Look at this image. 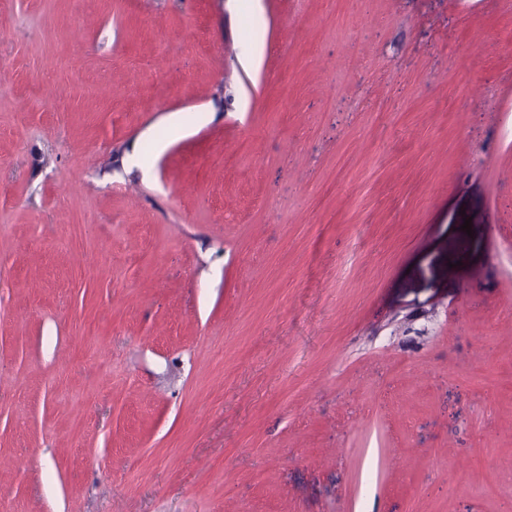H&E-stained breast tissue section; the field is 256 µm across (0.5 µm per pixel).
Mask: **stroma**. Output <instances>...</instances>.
<instances>
[{
	"label": "stroma",
	"instance_id": "obj_1",
	"mask_svg": "<svg viewBox=\"0 0 512 512\" xmlns=\"http://www.w3.org/2000/svg\"><path fill=\"white\" fill-rule=\"evenodd\" d=\"M511 31L0 0V512H505Z\"/></svg>",
	"mask_w": 512,
	"mask_h": 512
}]
</instances>
